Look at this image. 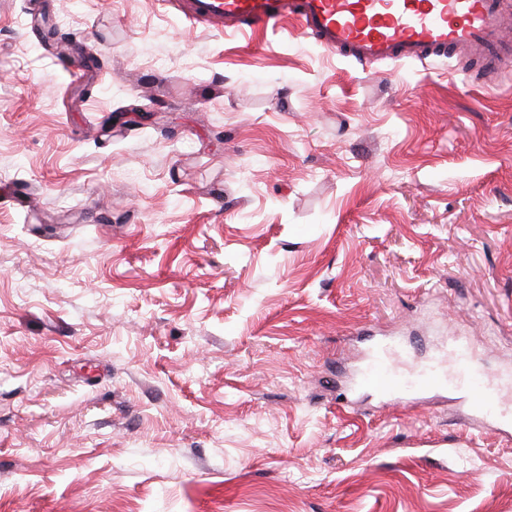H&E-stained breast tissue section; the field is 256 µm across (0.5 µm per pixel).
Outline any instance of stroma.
<instances>
[{
  "mask_svg": "<svg viewBox=\"0 0 512 512\" xmlns=\"http://www.w3.org/2000/svg\"><path fill=\"white\" fill-rule=\"evenodd\" d=\"M476 70L0 0V512H512V426L352 387L390 339L512 373V82Z\"/></svg>",
  "mask_w": 512,
  "mask_h": 512,
  "instance_id": "obj_1",
  "label": "stroma"
}]
</instances>
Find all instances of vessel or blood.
<instances>
[{"mask_svg":"<svg viewBox=\"0 0 512 512\" xmlns=\"http://www.w3.org/2000/svg\"><path fill=\"white\" fill-rule=\"evenodd\" d=\"M192 21L234 31L265 27L290 16L321 45L363 65L425 62L464 51L476 52L483 82L499 86L500 62L512 57V14L499 0H161ZM445 359L400 369L398 345L377 347L355 381L368 394L403 397L441 387H470L468 405L483 419L503 417L499 384L480 380L466 341L449 339Z\"/></svg>","mask_w":512,"mask_h":512,"instance_id":"obj_1","label":"vessel or blood"}]
</instances>
